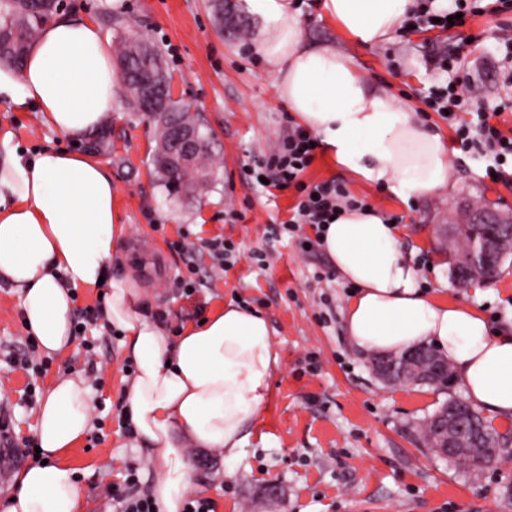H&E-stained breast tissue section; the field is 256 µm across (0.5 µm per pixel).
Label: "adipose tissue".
Masks as SVG:
<instances>
[{"instance_id":"adipose-tissue-1","label":"adipose tissue","mask_w":512,"mask_h":512,"mask_svg":"<svg viewBox=\"0 0 512 512\" xmlns=\"http://www.w3.org/2000/svg\"><path fill=\"white\" fill-rule=\"evenodd\" d=\"M263 25L252 53L273 77L275 94L316 134L339 168L401 198L448 191L450 157L440 133L411 117L408 105L377 89L346 53L308 42L298 0H244ZM413 0H319L321 17L362 46L390 41ZM118 82L112 51L95 23L58 16L32 44L22 67L0 63V105L39 112L75 139L112 120ZM126 235L112 197V175L88 154H26L0 138V280L22 295L23 321L41 349L72 343L73 294L108 287L105 320L123 335L135 374L124 413L141 445L154 449L161 476L153 494L163 512H181L192 465L183 447L223 450L235 461L247 427L270 395L279 365L267 319L236 302L171 337L141 313L139 288L109 276ZM375 209H342L324 228L322 249L356 287L345 314L360 350L391 355L419 345L453 366L468 400L512 419V332L479 309L436 299ZM90 390L81 377L54 383L39 408L36 440L44 461L25 467L0 512H78L81 491L61 456L87 432Z\"/></svg>"}]
</instances>
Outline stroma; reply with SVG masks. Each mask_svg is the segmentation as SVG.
<instances>
[{
	"mask_svg": "<svg viewBox=\"0 0 512 512\" xmlns=\"http://www.w3.org/2000/svg\"><path fill=\"white\" fill-rule=\"evenodd\" d=\"M124 2V10L116 12L110 0H60V12L93 21L110 46L135 32L160 50L175 97L190 104L212 135L211 182L187 196H168L151 163L152 128L121 104L110 127L89 142L46 128L38 112L0 106V136L12 133L14 143L31 153L91 150L110 169L113 202L127 221L110 274L135 279L146 317L163 314L188 325L234 301L267 318L280 356L269 399L249 425L248 443L235 463H226L219 449L187 448L190 494L211 500L214 512H512V499L502 495L512 485V458L475 477L417 439L425 416L448 396H462L458 384L442 389L381 382L372 372V354L358 350L346 334L350 284L323 250L303 252L286 233L271 239V226L291 218L300 193L293 187L272 194L244 185L240 169L287 135L291 115L275 97L265 64L249 51L261 26L243 0H234L239 28L227 33L218 29L211 0ZM316 4L301 0L307 39L349 54L377 88L407 103L449 141L452 188L404 200L335 168L320 152L302 181L338 180L382 215L402 217L401 243L437 297L480 308L493 325L511 330L512 257L495 281L476 288L454 287L449 269L431 268L432 255L443 251L439 225L459 223L468 210L512 214V187L484 179L488 158L459 150L447 120L427 110L424 99L431 86L451 75L477 83L481 107H502L500 127L512 130V55L495 40L499 27L512 26V11L471 16L446 32L400 31L390 42L362 47L321 18ZM454 48L460 64L450 75L436 57ZM218 236L232 244L235 265L223 272L202 256L201 285L183 295L173 282L185 266L169 242ZM260 253L266 263L257 261ZM29 339L18 295L0 281V408L10 415L13 431L12 446H0V494L34 462L21 447L35 435L48 388L75 374L92 390V427L63 457L75 469L81 512H115L112 488L123 484L128 470L137 471L144 488H153L160 476L155 452L135 443L121 416L132 379L121 336L98 320L74 335L67 351L37 353L26 367L10 364V356L28 353Z\"/></svg>",
	"mask_w": 512,
	"mask_h": 512,
	"instance_id": "stroma-1",
	"label": "stroma"
}]
</instances>
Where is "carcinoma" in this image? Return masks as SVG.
<instances>
[{
    "instance_id": "1",
    "label": "carcinoma",
    "mask_w": 512,
    "mask_h": 512,
    "mask_svg": "<svg viewBox=\"0 0 512 512\" xmlns=\"http://www.w3.org/2000/svg\"><path fill=\"white\" fill-rule=\"evenodd\" d=\"M59 8L58 0H43L36 9L29 0H0V62L18 65L33 44L39 30L48 22ZM162 56L156 47L138 36L123 38L118 45L116 66L128 81L126 103L134 111H141L142 105L137 97V75L146 65L152 69L161 68ZM164 114L150 118L155 127V143L165 142L170 137L173 125H188L194 128L198 148L193 154L189 166L179 163H162L157 155H152L153 164L159 174L161 185L170 196L194 193L198 187L209 181V161L211 158V138L209 133L201 130V125L191 115L187 104L166 94L163 98ZM408 356L397 357L395 376L398 381L417 383L422 380V373L410 371ZM450 416L456 419L463 431L476 429L475 440L469 444L475 447L471 452L460 450L443 451L445 439L433 426L431 419L419 425V437L423 445L433 450L436 455L455 463L465 471L476 475L486 466L512 457V437L502 434L489 425L485 418L471 405L461 399L451 397L442 404Z\"/></svg>"
}]
</instances>
